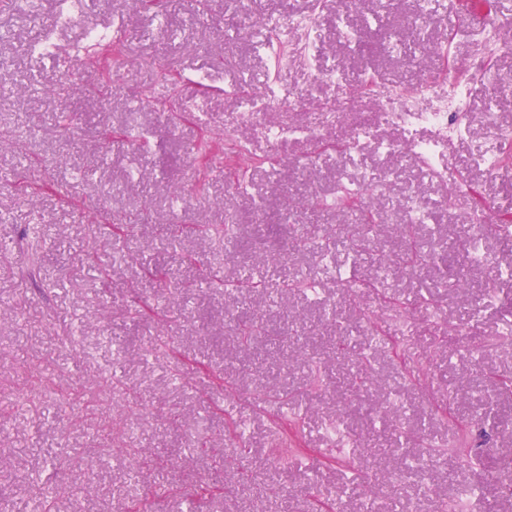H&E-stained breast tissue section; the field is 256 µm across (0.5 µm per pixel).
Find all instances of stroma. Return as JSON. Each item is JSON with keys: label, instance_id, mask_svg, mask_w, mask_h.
Listing matches in <instances>:
<instances>
[{"label": "stroma", "instance_id": "obj_1", "mask_svg": "<svg viewBox=\"0 0 512 512\" xmlns=\"http://www.w3.org/2000/svg\"><path fill=\"white\" fill-rule=\"evenodd\" d=\"M376 0H213L197 15L193 0H161L155 11L140 0H96L101 15L123 20L126 69L105 92L93 69L69 59L79 33L64 31L55 66L26 52L29 30L9 0H0V512H38L29 481L59 487L58 512H121L144 499L152 512H310L313 500L339 503L341 512H441L469 487L478 503L512 512L496 477L512 448V344L498 336L512 323V279L491 268L464 267L462 241L476 204L494 224L512 225V162L487 171L479 162L490 123L512 126V0H493L502 48L492 62V86L473 85L468 132L448 147L446 181L429 178L404 145L411 134L386 122L377 101L420 85L436 73L432 94L445 90L448 65L467 67L477 46L466 34L477 11L433 0H389L384 26L400 49L365 27ZM315 12L320 33L314 58L280 78L286 106L243 118L226 86L247 78L262 90L270 74L263 50L225 27L261 15L288 24ZM201 22L189 26L188 19ZM345 17L366 48L355 55L336 34ZM427 27L434 41L453 32L449 53L423 51L412 33ZM165 65L170 82L157 79ZM206 72L208 91L189 83ZM78 89L68 102L49 98L60 78ZM162 101L205 94L201 119L169 125L163 113L141 105L144 89ZM498 96L487 114L489 90ZM353 98L352 111L332 123L323 103ZM73 116L57 129L56 113ZM284 121L306 125L323 141L348 139L358 123L396 144L385 160L328 151L293 140L272 146L264 129ZM236 126L253 163L247 191L227 182L236 160L224 148L225 126ZM211 140L215 162L188 161L201 139ZM58 184L30 197L15 191L19 172ZM381 180L380 192L353 207L336 205L341 180ZM468 179L472 195L449 196ZM314 194L330 202L317 224L318 239L340 224H358L363 211L380 221L366 252L352 253L346 237L332 249L337 266L359 279L380 281L405 309L406 327L392 331L394 308L373 293L347 296L324 271L319 250L296 249L294 228L308 215L289 212L292 198ZM433 217L418 225L423 265L381 273L375 259L400 253L396 227L408 197ZM105 208L126 229L112 235L94 223L89 205ZM232 219L231 236L180 233L189 224ZM285 262L314 282L310 292L288 290L242 297L213 285L249 272L264 276ZM461 266L470 286L443 288V264ZM143 288L156 317L132 314L130 285ZM178 297H171V289ZM257 312L266 333L239 347V320ZM371 350L373 380L358 386L355 356ZM289 393L302 418L287 446L274 425L269 391ZM245 401L239 438L220 424L227 394ZM393 400L398 415L378 407ZM342 417L357 448L341 453L327 420ZM175 459L157 472L152 460ZM229 465L241 479L263 483L203 503L194 484Z\"/></svg>", "mask_w": 512, "mask_h": 512}]
</instances>
